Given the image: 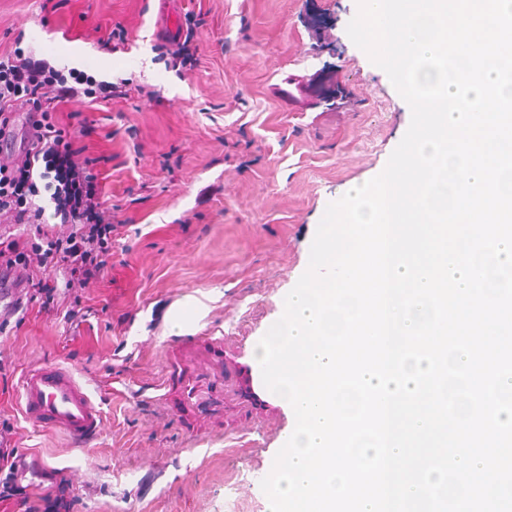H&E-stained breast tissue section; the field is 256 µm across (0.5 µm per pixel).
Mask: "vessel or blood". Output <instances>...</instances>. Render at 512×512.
<instances>
[{"mask_svg":"<svg viewBox=\"0 0 512 512\" xmlns=\"http://www.w3.org/2000/svg\"><path fill=\"white\" fill-rule=\"evenodd\" d=\"M157 32L177 39L180 0H159ZM20 405L26 420L39 427L64 433L75 447H82L96 436L103 419L88 390L65 366L26 370L20 380ZM47 463L31 465L19 456L14 468L16 482L35 484L48 472Z\"/></svg>","mask_w":512,"mask_h":512,"instance_id":"vessel-or-blood-1","label":"vessel or blood"}]
</instances>
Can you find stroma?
Segmentation results:
<instances>
[{
  "label": "stroma",
  "instance_id": "1",
  "mask_svg": "<svg viewBox=\"0 0 512 512\" xmlns=\"http://www.w3.org/2000/svg\"><path fill=\"white\" fill-rule=\"evenodd\" d=\"M158 0H0V51L20 42L59 65L76 46L79 70L137 84L128 97L69 101L75 138L95 159L119 225L102 279L57 290L0 332V444L58 467L27 492L32 512L59 480L72 512H269L260 482L293 423L270 390L241 394L260 371L256 347L284 313L327 206L378 176L411 122L386 72L349 38L358 0H183L203 13L200 63L177 73L160 59ZM123 27L128 43L113 48ZM87 316H63L73 298ZM208 309L186 310L191 299ZM185 323L169 334L171 320ZM224 339V370L203 347L184 382L167 381L182 337ZM72 368L104 415L76 449L27 422L25 369Z\"/></svg>",
  "mask_w": 512,
  "mask_h": 512
}]
</instances>
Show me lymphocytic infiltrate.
<instances>
[{
	"label": "lymphocytic infiltrate",
	"mask_w": 512,
	"mask_h": 512,
	"mask_svg": "<svg viewBox=\"0 0 512 512\" xmlns=\"http://www.w3.org/2000/svg\"><path fill=\"white\" fill-rule=\"evenodd\" d=\"M129 91V80L99 81L74 68L62 71L18 45L0 52V140L13 128L16 113L39 116L32 159L0 163V223L35 228L25 240H0V271H28L30 298L45 313L53 312L57 292L51 272L65 267L72 285L99 279L112 257L116 229L94 162L59 124L56 104L79 97L123 98ZM53 218L66 224V232L48 231Z\"/></svg>",
	"instance_id": "lymphocytic-infiltrate-1"
}]
</instances>
